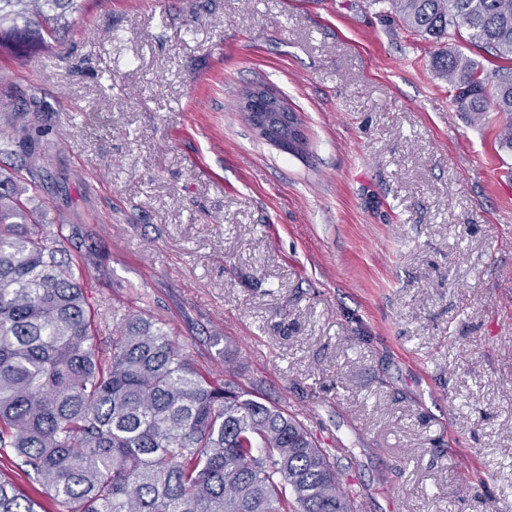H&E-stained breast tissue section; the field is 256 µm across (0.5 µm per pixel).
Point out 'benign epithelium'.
Returning <instances> with one entry per match:
<instances>
[{"instance_id": "7a95c632", "label": "benign epithelium", "mask_w": 512, "mask_h": 512, "mask_svg": "<svg viewBox=\"0 0 512 512\" xmlns=\"http://www.w3.org/2000/svg\"><path fill=\"white\" fill-rule=\"evenodd\" d=\"M241 111L245 112L248 122L261 136L268 138L272 132H278L276 144L288 150V131L295 126L297 114L288 108L282 98L257 87L245 94Z\"/></svg>"}]
</instances>
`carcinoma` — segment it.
<instances>
[{"instance_id": "carcinoma-1", "label": "carcinoma", "mask_w": 512, "mask_h": 512, "mask_svg": "<svg viewBox=\"0 0 512 512\" xmlns=\"http://www.w3.org/2000/svg\"><path fill=\"white\" fill-rule=\"evenodd\" d=\"M82 2L0 0V52L58 45ZM388 2L413 34L465 32L505 62L488 73L450 46L434 68L462 111L506 115L512 150V0ZM47 135H0V459L29 481L0 476V512H355L335 458L287 409L211 379L151 315L90 305L64 225L28 207Z\"/></svg>"}]
</instances>
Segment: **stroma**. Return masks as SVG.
<instances>
[{
    "instance_id": "stroma-1",
    "label": "stroma",
    "mask_w": 512,
    "mask_h": 512,
    "mask_svg": "<svg viewBox=\"0 0 512 512\" xmlns=\"http://www.w3.org/2000/svg\"><path fill=\"white\" fill-rule=\"evenodd\" d=\"M0 58V133L91 302L287 405L362 512H512V151L385 0H88ZM298 112L293 155L239 108Z\"/></svg>"
}]
</instances>
